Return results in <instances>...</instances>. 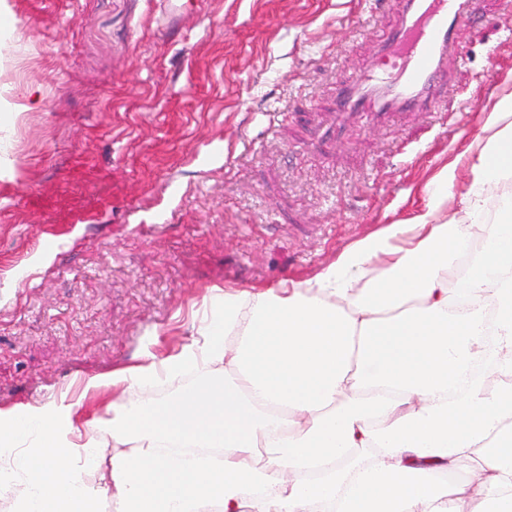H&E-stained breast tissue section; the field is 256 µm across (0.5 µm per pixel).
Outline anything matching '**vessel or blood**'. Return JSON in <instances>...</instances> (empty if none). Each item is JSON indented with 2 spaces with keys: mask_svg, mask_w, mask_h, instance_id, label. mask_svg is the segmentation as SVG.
<instances>
[{
  "mask_svg": "<svg viewBox=\"0 0 512 512\" xmlns=\"http://www.w3.org/2000/svg\"><path fill=\"white\" fill-rule=\"evenodd\" d=\"M166 28L179 27L188 0H160ZM397 18L374 41L385 71L363 69L339 88L336 109L353 113L436 112L448 85L453 34L471 16L470 0H396Z\"/></svg>",
  "mask_w": 512,
  "mask_h": 512,
  "instance_id": "vessel-or-blood-1",
  "label": "vessel or blood"
}]
</instances>
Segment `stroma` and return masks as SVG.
<instances>
[{
    "label": "stroma",
    "instance_id": "35a3bbf8",
    "mask_svg": "<svg viewBox=\"0 0 512 512\" xmlns=\"http://www.w3.org/2000/svg\"><path fill=\"white\" fill-rule=\"evenodd\" d=\"M0 9V411L160 362L224 290L310 279L410 222L512 73V0H477L439 112L337 114L395 0ZM190 0H161V19L165 23L161 27L163 29L178 28L183 15L188 8Z\"/></svg>",
    "mask_w": 512,
    "mask_h": 512
}]
</instances>
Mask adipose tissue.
Listing matches in <instances>:
<instances>
[{
  "mask_svg": "<svg viewBox=\"0 0 512 512\" xmlns=\"http://www.w3.org/2000/svg\"><path fill=\"white\" fill-rule=\"evenodd\" d=\"M509 111L512 90L463 153L456 208L450 166L411 223L314 279L225 293L201 341L87 380L122 399L111 443L66 397L0 413L14 512H512V387L471 372L512 374ZM189 367L196 386L141 399Z\"/></svg>",
  "mask_w": 512,
  "mask_h": 512,
  "instance_id": "1",
  "label": "adipose tissue"
}]
</instances>
